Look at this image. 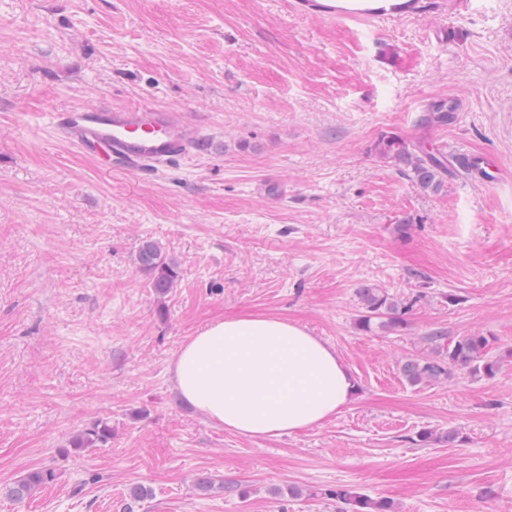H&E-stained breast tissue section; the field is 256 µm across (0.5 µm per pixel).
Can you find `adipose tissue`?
Returning <instances> with one entry per match:
<instances>
[{"label": "adipose tissue", "mask_w": 512, "mask_h": 512, "mask_svg": "<svg viewBox=\"0 0 512 512\" xmlns=\"http://www.w3.org/2000/svg\"><path fill=\"white\" fill-rule=\"evenodd\" d=\"M182 400L214 425L251 439L323 423L357 392L335 347L280 317L220 318L170 365Z\"/></svg>", "instance_id": "obj_1"}]
</instances>
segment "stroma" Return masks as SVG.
I'll return each mask as SVG.
<instances>
[{"mask_svg": "<svg viewBox=\"0 0 512 512\" xmlns=\"http://www.w3.org/2000/svg\"><path fill=\"white\" fill-rule=\"evenodd\" d=\"M441 99L454 121L420 124ZM127 104L183 112L204 147L133 173L57 132L58 113ZM386 133L504 161L503 182L423 193L373 153ZM146 240L178 263L161 301ZM366 285L414 299L406 328L357 329ZM237 315L332 344L356 399L277 438L208 422L169 367ZM438 327L492 337L495 376L408 385L401 360ZM101 418L111 443L67 451ZM36 468L54 481L12 500ZM135 484L138 512H340L336 486L396 512H512V0L359 22L313 0H0V512H122Z\"/></svg>", "mask_w": 512, "mask_h": 512, "instance_id": "1", "label": "stroma"}]
</instances>
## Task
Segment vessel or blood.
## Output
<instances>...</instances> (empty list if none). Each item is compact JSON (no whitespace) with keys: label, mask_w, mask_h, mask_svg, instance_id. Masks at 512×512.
<instances>
[{"label":"vessel or blood","mask_w":512,"mask_h":512,"mask_svg":"<svg viewBox=\"0 0 512 512\" xmlns=\"http://www.w3.org/2000/svg\"><path fill=\"white\" fill-rule=\"evenodd\" d=\"M64 137L104 164L138 171L194 155L203 140L176 110L148 105L78 109L58 118Z\"/></svg>","instance_id":"1"}]
</instances>
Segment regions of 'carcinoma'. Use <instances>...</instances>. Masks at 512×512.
Instances as JSON below:
<instances>
[{"label":"carcinoma","instance_id":"carcinoma-1","mask_svg":"<svg viewBox=\"0 0 512 512\" xmlns=\"http://www.w3.org/2000/svg\"><path fill=\"white\" fill-rule=\"evenodd\" d=\"M455 118L454 107L446 100L433 103L421 116L420 122L428 126H442ZM373 150L382 161L392 164L407 176L421 191L437 193L444 187L448 176V159L445 156L425 153L415 145L394 134H383L375 142ZM140 269L152 275L150 286L159 296H165L174 288L178 278L177 263L154 241L143 242L136 255ZM363 314L357 319L359 330L369 333L393 332L406 325L404 315L412 304L393 297L384 288L366 285L358 289ZM424 340L429 352L408 358L400 367L405 382L412 386L429 385L448 378L452 367L468 370L473 376L492 377L499 363L486 358L491 339L486 336L467 334L448 339L443 329L430 331ZM112 439V425L103 419L79 430L68 441L73 451L86 450L103 445ZM54 480V472L34 469L8 489V496L25 500ZM151 492L141 485L130 488L125 504L126 512H133L137 504L145 501ZM349 506V512H395L393 504L386 500H374L351 489L340 486L325 492Z\"/></svg>","mask_w":512,"mask_h":512}]
</instances>
